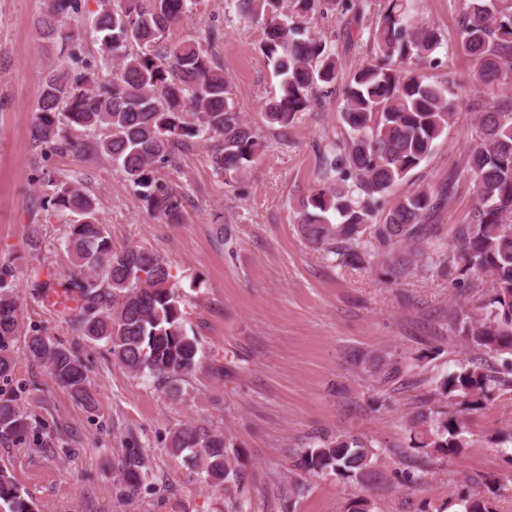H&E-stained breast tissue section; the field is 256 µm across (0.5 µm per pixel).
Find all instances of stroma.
Wrapping results in <instances>:
<instances>
[{
	"label": "stroma",
	"mask_w": 512,
	"mask_h": 512,
	"mask_svg": "<svg viewBox=\"0 0 512 512\" xmlns=\"http://www.w3.org/2000/svg\"><path fill=\"white\" fill-rule=\"evenodd\" d=\"M48 5L0 0V266L16 272L23 326L37 324L64 345L79 344L96 403L81 405L45 364L24 355L22 339L11 343L16 373L0 379V394L17 396L31 429L23 442L0 441V463L38 512H234L233 494L203 482L187 455L170 450L173 433L188 424L232 433L247 475L244 512H342L359 495L371 497L378 512H458L455 497L464 485L494 497L498 512H512V460L490 443L512 428L511 389L495 391L479 409L456 408L470 442L459 457H422L410 447L412 413L459 362L478 356L448 331L455 288L432 272L397 276L389 258L374 254L342 261L298 232V202L319 184L325 151L346 131L342 85L292 124L268 123L264 108L279 81L260 51L262 23L241 17L231 0H194L167 40H195L218 58L236 109L262 147L232 187L213 169L209 145L189 147L161 172L164 183L189 196L171 222L148 212L106 159L92 152L47 155L33 141L44 72L60 53L45 49L37 29ZM412 7L418 25L439 28L444 37L443 64L426 70L427 81L474 94V64L456 43L464 0H413ZM377 19L367 12L352 28L330 13L299 23L335 40L349 73L369 54L365 32ZM211 29L219 30L218 40L208 39ZM474 132L473 111L456 112L447 135L392 189L386 206L445 183L464 164ZM41 166L82 178L115 247L138 246L172 265L185 330L197 339L200 359L178 393L131 373L103 344L78 340L32 299L31 266L70 269L59 222L39 225L37 255L25 245L36 223L41 189L33 177ZM474 207L465 191L444 200L431 217L441 235L430 249L448 251V230L466 223ZM375 356L400 365L393 383L377 382L369 368ZM339 433L386 450L378 484L299 473L300 450ZM131 446L142 449L149 478L126 497L119 461ZM413 465L422 480L410 488L400 474ZM297 477L306 489L294 496L288 482Z\"/></svg>",
	"instance_id": "obj_1"
}]
</instances>
